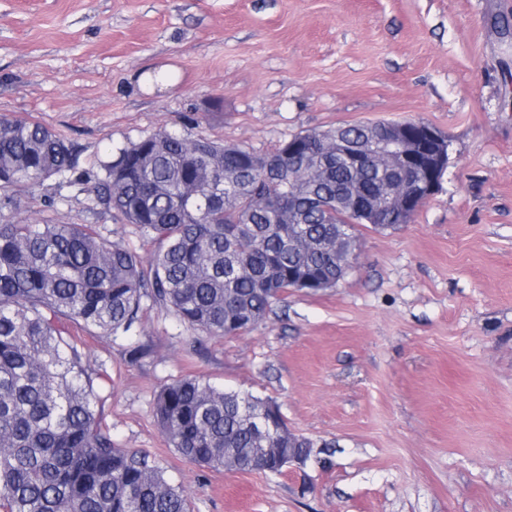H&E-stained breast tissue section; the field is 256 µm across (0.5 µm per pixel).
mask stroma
<instances>
[{
    "instance_id": "obj_1",
    "label": "stroma",
    "mask_w": 512,
    "mask_h": 512,
    "mask_svg": "<svg viewBox=\"0 0 512 512\" xmlns=\"http://www.w3.org/2000/svg\"><path fill=\"white\" fill-rule=\"evenodd\" d=\"M512 0H0V116L79 150L194 120L258 152L293 135L423 121L440 189L406 224L357 227L334 288L206 336L144 301L135 336L78 337L114 443L147 452L192 512H512ZM0 222L102 224L79 187L18 190ZM198 376L275 402L314 448L282 473L214 470L169 447L159 390Z\"/></svg>"
}]
</instances>
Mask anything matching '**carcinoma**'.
<instances>
[{"label":"carcinoma","mask_w":512,"mask_h":512,"mask_svg":"<svg viewBox=\"0 0 512 512\" xmlns=\"http://www.w3.org/2000/svg\"><path fill=\"white\" fill-rule=\"evenodd\" d=\"M309 164L256 167L258 152L160 130L118 147L103 176L46 127L0 117V209L16 188L59 178L136 226L144 258L97 224L0 223V512H191L149 455L117 448L96 410L87 356L71 326L134 336L145 299L208 336L263 322L302 284L336 286L356 217L386 186L409 187L367 157L360 168L312 134ZM168 443L210 468L262 470L310 438L278 406L186 377L158 394Z\"/></svg>","instance_id":"obj_1"}]
</instances>
